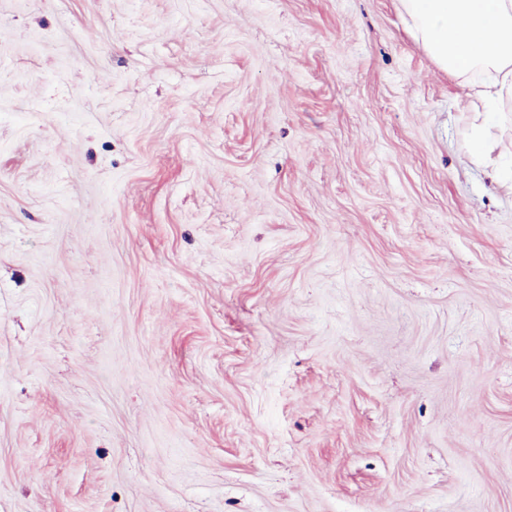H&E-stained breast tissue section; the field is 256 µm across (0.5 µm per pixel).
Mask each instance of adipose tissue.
I'll list each match as a JSON object with an SVG mask.
<instances>
[{"label":"adipose tissue","instance_id":"obj_1","mask_svg":"<svg viewBox=\"0 0 512 512\" xmlns=\"http://www.w3.org/2000/svg\"><path fill=\"white\" fill-rule=\"evenodd\" d=\"M427 55L455 76L482 75L483 95L512 96V0H399Z\"/></svg>","mask_w":512,"mask_h":512}]
</instances>
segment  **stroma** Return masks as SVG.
<instances>
[{
  "mask_svg": "<svg viewBox=\"0 0 512 512\" xmlns=\"http://www.w3.org/2000/svg\"><path fill=\"white\" fill-rule=\"evenodd\" d=\"M399 0H0V512H512V191Z\"/></svg>",
  "mask_w": 512,
  "mask_h": 512,
  "instance_id": "35a3bbf8",
  "label": "stroma"
}]
</instances>
